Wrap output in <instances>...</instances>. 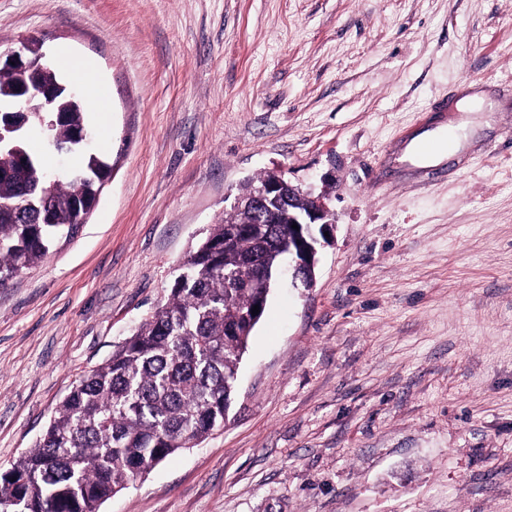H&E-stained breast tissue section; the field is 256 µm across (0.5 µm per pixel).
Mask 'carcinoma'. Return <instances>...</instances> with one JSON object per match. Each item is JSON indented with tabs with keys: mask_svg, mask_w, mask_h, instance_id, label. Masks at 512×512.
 Returning a JSON list of instances; mask_svg holds the SVG:
<instances>
[{
	"mask_svg": "<svg viewBox=\"0 0 512 512\" xmlns=\"http://www.w3.org/2000/svg\"><path fill=\"white\" fill-rule=\"evenodd\" d=\"M83 109L53 129L69 146ZM0 152V288L42 261L78 227L93 183L71 179L43 193L46 167L13 132ZM213 224L192 248L164 304L59 403L34 448L0 484L23 512H99L100 505L168 456L224 426L249 337L268 295L251 257L275 266L292 227Z\"/></svg>",
	"mask_w": 512,
	"mask_h": 512,
	"instance_id": "carcinoma-1",
	"label": "carcinoma"
}]
</instances>
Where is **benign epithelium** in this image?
Here are the masks:
<instances>
[{
  "mask_svg": "<svg viewBox=\"0 0 512 512\" xmlns=\"http://www.w3.org/2000/svg\"><path fill=\"white\" fill-rule=\"evenodd\" d=\"M48 58L43 51V43L35 36L25 38L21 46L3 55L0 53V69H11L20 78L18 96L14 99V111L27 112L34 99H41L37 109V119L47 144H52L49 130L53 123L46 120L45 114L56 111L53 98L35 78V70L46 67ZM288 209V223H296V234L302 244L298 249H288L287 257L275 268V275L265 272L261 287L271 289L284 275L292 281L309 284L314 281L318 249L330 243L325 233L333 232L335 214L322 195H313L311 190L293 183L285 173L278 172L271 178L251 183L249 190L234 197L230 208L224 210L226 216L240 213L261 214L263 219L273 224L281 210Z\"/></svg>",
  "mask_w": 512,
  "mask_h": 512,
  "instance_id": "7a95c632",
  "label": "benign epithelium"
}]
</instances>
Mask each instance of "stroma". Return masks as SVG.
Masks as SVG:
<instances>
[{
	"mask_svg": "<svg viewBox=\"0 0 512 512\" xmlns=\"http://www.w3.org/2000/svg\"><path fill=\"white\" fill-rule=\"evenodd\" d=\"M31 35L92 72L112 176L0 288V472L278 169L336 215L313 286L272 288L224 427L100 512H512V0H0V52ZM440 127L465 147L402 161Z\"/></svg>",
	"mask_w": 512,
	"mask_h": 512,
	"instance_id": "1",
	"label": "stroma"
}]
</instances>
